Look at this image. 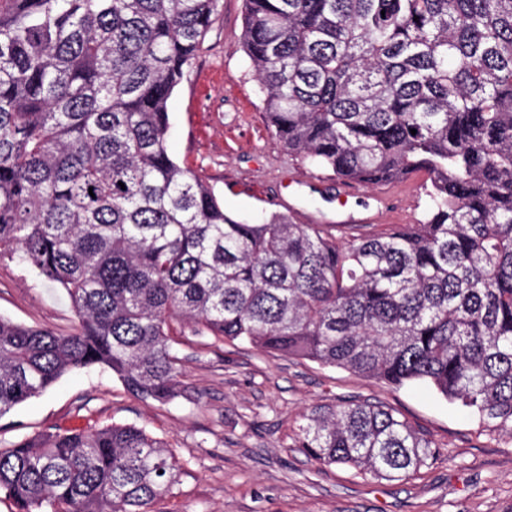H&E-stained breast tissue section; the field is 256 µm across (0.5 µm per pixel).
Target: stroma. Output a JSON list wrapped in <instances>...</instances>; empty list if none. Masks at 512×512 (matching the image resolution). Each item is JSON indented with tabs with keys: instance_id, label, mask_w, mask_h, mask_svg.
<instances>
[{
	"instance_id": "stroma-1",
	"label": "stroma",
	"mask_w": 512,
	"mask_h": 512,
	"mask_svg": "<svg viewBox=\"0 0 512 512\" xmlns=\"http://www.w3.org/2000/svg\"><path fill=\"white\" fill-rule=\"evenodd\" d=\"M194 64L170 100L169 151L215 190L240 220L304 212L339 221L344 187L332 171L286 151L263 118L262 94L243 50L245 0H222ZM54 330L76 316L64 292L18 263L0 261V316ZM185 393L147 404L109 371L81 368L0 419V441L46 431L134 424L172 449L184 474L167 512H512V439L480 432L454 405L422 387L392 389L357 374L263 353L250 345L179 347ZM360 399L394 407L439 447L404 481L326 466L293 448L301 415Z\"/></svg>"
}]
</instances>
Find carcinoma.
Instances as JSON below:
<instances>
[{"label":"carcinoma","instance_id":"cac0c4a2","mask_svg":"<svg viewBox=\"0 0 512 512\" xmlns=\"http://www.w3.org/2000/svg\"><path fill=\"white\" fill-rule=\"evenodd\" d=\"M221 8L0 0V260L65 290L78 319L0 317V418L73 368L167 404L189 334L424 383L512 438V0H246L243 45L288 152L361 185L426 176L418 223L346 244L228 215L169 155V100ZM304 419L292 447L326 466L398 481L439 455L381 403ZM180 476L136 425L0 444L15 512H164Z\"/></svg>","mask_w":512,"mask_h":512}]
</instances>
